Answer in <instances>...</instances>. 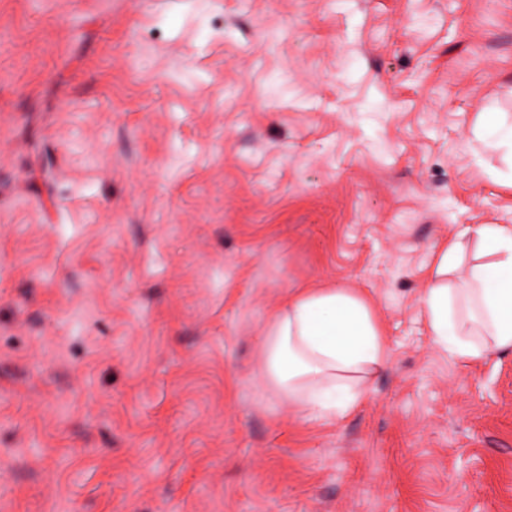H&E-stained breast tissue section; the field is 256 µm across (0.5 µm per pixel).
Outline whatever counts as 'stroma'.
I'll return each instance as SVG.
<instances>
[{"mask_svg":"<svg viewBox=\"0 0 512 512\" xmlns=\"http://www.w3.org/2000/svg\"><path fill=\"white\" fill-rule=\"evenodd\" d=\"M487 112L512 0H0V512H512V353L421 315ZM332 287L390 363L306 427L258 338Z\"/></svg>","mask_w":512,"mask_h":512,"instance_id":"35a3bbf8","label":"stroma"}]
</instances>
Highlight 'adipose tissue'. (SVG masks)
Here are the masks:
<instances>
[{
  "instance_id": "adipose-tissue-1",
  "label": "adipose tissue",
  "mask_w": 512,
  "mask_h": 512,
  "mask_svg": "<svg viewBox=\"0 0 512 512\" xmlns=\"http://www.w3.org/2000/svg\"><path fill=\"white\" fill-rule=\"evenodd\" d=\"M475 263L461 237L442 244L422 314L436 346L465 362L512 352V226L481 224ZM259 376L305 425L358 407L390 353L372 302L349 288H297L261 335Z\"/></svg>"
}]
</instances>
